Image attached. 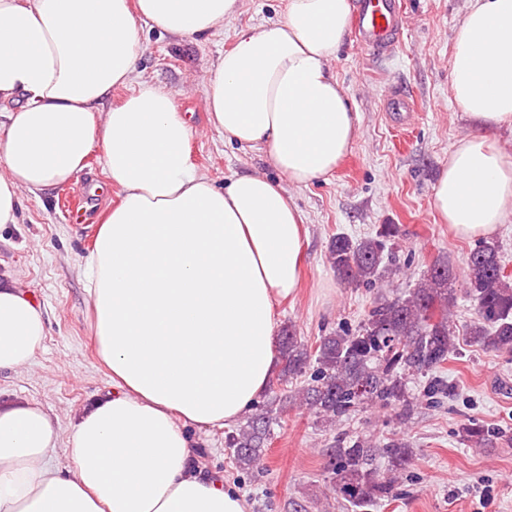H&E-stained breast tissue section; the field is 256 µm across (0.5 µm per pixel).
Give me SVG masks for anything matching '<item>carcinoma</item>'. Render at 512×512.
<instances>
[{"instance_id": "carcinoma-1", "label": "carcinoma", "mask_w": 512, "mask_h": 512, "mask_svg": "<svg viewBox=\"0 0 512 512\" xmlns=\"http://www.w3.org/2000/svg\"><path fill=\"white\" fill-rule=\"evenodd\" d=\"M398 236L394 224L381 225L376 236L353 240L336 235L329 261L344 282L378 288L372 307L354 328L343 327L320 337L315 347L285 330L280 344L281 376L294 380L312 370L310 383L298 396L316 419L329 427L357 412L401 406L410 417L422 403L408 387L409 377L440 368L457 352L454 309L458 292L474 306L470 342L512 353V275L502 263L498 246L483 242L454 266L435 260L407 291L387 294L379 285L390 282L392 245ZM463 288H456L458 279ZM275 420L273 406L260 410L243 428L227 433L226 447L235 464L249 470L264 464L268 426ZM493 435L471 422L463 427V441L487 448ZM330 492L350 504L354 512H370L394 486L396 475L412 461L410 445L400 439L375 442L363 435H338L336 445L324 449ZM384 458L381 471L374 462Z\"/></svg>"}]
</instances>
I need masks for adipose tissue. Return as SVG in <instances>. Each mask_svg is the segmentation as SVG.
<instances>
[{
    "instance_id": "ef3b65f1",
    "label": "adipose tissue",
    "mask_w": 512,
    "mask_h": 512,
    "mask_svg": "<svg viewBox=\"0 0 512 512\" xmlns=\"http://www.w3.org/2000/svg\"><path fill=\"white\" fill-rule=\"evenodd\" d=\"M242 0H0V227L20 192L70 182L101 147L119 204L87 260L92 331L112 390L72 423L73 469L49 462L58 435L28 401L0 404V512H250L196 465L188 427L237 422L275 363V305L299 286L304 227L285 186L331 173L357 115L331 62L352 0H286L282 20L248 25L218 56L208 120L258 148L286 184L240 174L217 188L192 160L174 97L127 85L142 21L204 38ZM454 108L470 131L448 150L432 209L458 238L494 235L512 216V0H470L452 37ZM45 336L30 292L0 281V369L30 364Z\"/></svg>"
}]
</instances>
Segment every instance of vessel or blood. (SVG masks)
<instances>
[{"label": "vessel or blood", "mask_w": 512, "mask_h": 512, "mask_svg": "<svg viewBox=\"0 0 512 512\" xmlns=\"http://www.w3.org/2000/svg\"><path fill=\"white\" fill-rule=\"evenodd\" d=\"M400 12L401 0H358L354 17L356 39L374 53L391 52L398 41ZM384 109L402 126L411 124L415 118L411 98L397 92L387 97Z\"/></svg>", "instance_id": "obj_1"}]
</instances>
